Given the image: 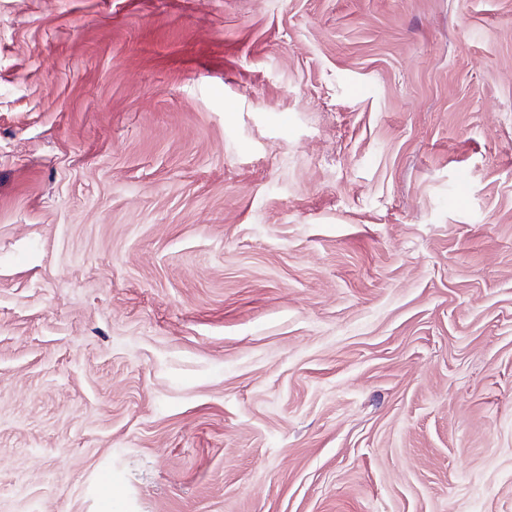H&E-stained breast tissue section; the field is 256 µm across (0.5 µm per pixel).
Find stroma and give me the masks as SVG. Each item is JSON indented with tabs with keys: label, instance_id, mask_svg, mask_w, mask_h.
<instances>
[{
	"label": "stroma",
	"instance_id": "1",
	"mask_svg": "<svg viewBox=\"0 0 512 512\" xmlns=\"http://www.w3.org/2000/svg\"><path fill=\"white\" fill-rule=\"evenodd\" d=\"M0 512H512V0H0Z\"/></svg>",
	"mask_w": 512,
	"mask_h": 512
}]
</instances>
